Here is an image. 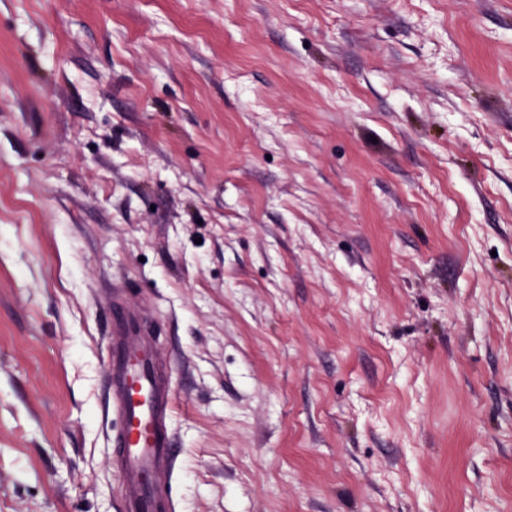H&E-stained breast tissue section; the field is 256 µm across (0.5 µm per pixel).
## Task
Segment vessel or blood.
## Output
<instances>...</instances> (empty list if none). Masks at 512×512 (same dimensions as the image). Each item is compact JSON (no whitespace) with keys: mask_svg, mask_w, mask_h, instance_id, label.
Wrapping results in <instances>:
<instances>
[{"mask_svg":"<svg viewBox=\"0 0 512 512\" xmlns=\"http://www.w3.org/2000/svg\"><path fill=\"white\" fill-rule=\"evenodd\" d=\"M156 359L148 329L130 308L115 303L108 363L112 408L124 420L123 429L112 435L120 461L123 512H175L169 421L176 399L156 374Z\"/></svg>","mask_w":512,"mask_h":512,"instance_id":"vessel-or-blood-1","label":"vessel or blood"}]
</instances>
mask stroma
I'll return each mask as SVG.
<instances>
[{
  "label": "stroma",
  "instance_id": "stroma-1",
  "mask_svg": "<svg viewBox=\"0 0 512 512\" xmlns=\"http://www.w3.org/2000/svg\"><path fill=\"white\" fill-rule=\"evenodd\" d=\"M116 296L176 512H512V0H0V512H120Z\"/></svg>",
  "mask_w": 512,
  "mask_h": 512
}]
</instances>
